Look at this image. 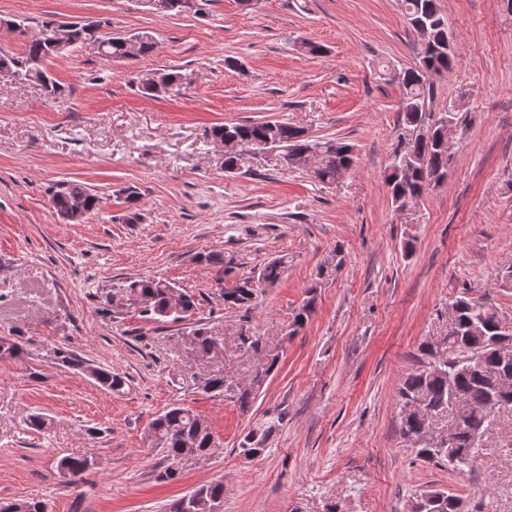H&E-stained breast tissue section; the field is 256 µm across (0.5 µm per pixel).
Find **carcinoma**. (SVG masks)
Segmentation results:
<instances>
[{
	"instance_id": "obj_1",
	"label": "carcinoma",
	"mask_w": 512,
	"mask_h": 512,
	"mask_svg": "<svg viewBox=\"0 0 512 512\" xmlns=\"http://www.w3.org/2000/svg\"><path fill=\"white\" fill-rule=\"evenodd\" d=\"M150 10L162 15H181L190 10L199 12L207 0H151ZM403 13L411 28L424 23L432 28V38L427 43L415 45L414 65L399 71L398 83L402 89L400 116L398 121L397 147L393 148L390 162L386 169L385 182L389 187L392 203L423 196L431 183L439 181L448 171L451 156L448 154V140L435 131L430 136H417L409 142V150L414 154L410 164H405V157L398 155V146L403 138L415 132L430 121L434 112V82L427 80V75L443 76L454 67V49L448 47V19L441 12L437 0H400ZM106 21L74 22L71 47L91 46L101 58L120 60L124 56L126 35H112L102 32ZM62 52L39 39L25 41L22 51L15 53L0 48V67H10L19 74V79L40 84L48 97L61 95L60 84L46 70L45 63ZM181 76L175 71L164 74L160 84L140 83L143 93L157 97L162 93L178 90ZM214 139L226 136L238 137L244 146L255 150L276 144L283 154L290 150L302 151L316 148L321 154L319 165L311 173V179L322 185H333L355 163L353 146L340 138L311 141L304 137V130L286 121L267 120L249 123H225L215 125L210 130ZM83 202L88 213L99 209V198L87 187L76 182H66L51 193L49 202L57 217L68 223L73 202ZM288 265V256L283 255L270 260L259 271L257 279L246 278L230 290H221L220 296L229 308L250 311L257 299L258 281L267 286L276 285ZM344 265V258L333 268L320 266L314 280L305 290L303 304L296 311L293 321L288 326V335H295L315 312L317 289L320 280L330 278ZM172 285L161 279L133 280L124 286L128 300L135 303L148 300L144 307L145 316L164 322H180L195 310L193 295L183 293L184 306L180 313H167L168 290ZM453 310V323L448 335L441 339L447 352V364L440 372H427L416 367L409 372L398 390L400 409V426L404 439L409 442L415 457L427 462H446L456 470L473 466L476 460L475 443L482 432L490 414L484 409L493 397L491 375L500 369L501 356L493 346L495 342L505 339L512 341V326L508 324L497 307L487 300H477L464 290L450 304ZM279 358L271 360L264 372H256L249 385L227 393L224 376L215 375L208 378L210 393L214 397L229 398L238 406L241 413L251 409L266 375L276 369ZM97 383L113 392H119L125 385L124 379L104 368L95 370ZM417 396L427 401L430 414L438 415L452 409V399L464 403L465 411L458 417L451 418L453 427V444L448 447V454L439 452L430 446L420 445L414 437L420 435L427 427L426 419L408 414L405 408ZM283 414L268 420L258 440L251 439L253 430L249 429L239 442V452L247 451L251 456H259L266 451L268 441L281 426ZM148 440L154 448L164 453L165 469L159 478L164 482L177 479L181 474L180 456L186 448H196L207 452L213 447L212 434L208 428L201 427V418L190 408L174 404L158 414L151 422ZM60 464L68 473L69 483L76 485L84 480L91 465L89 459L66 456ZM24 504L25 512H48L44 501L16 499L0 501V512ZM409 512H464V498L447 490L427 488L413 497Z\"/></svg>"
}]
</instances>
